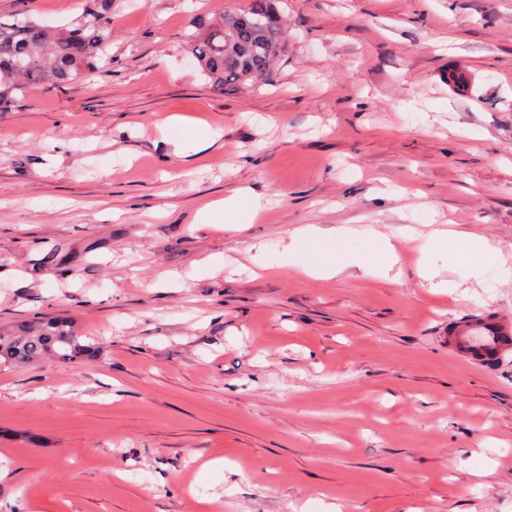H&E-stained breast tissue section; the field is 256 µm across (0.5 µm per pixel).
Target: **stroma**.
I'll return each mask as SVG.
<instances>
[{
    "label": "stroma",
    "instance_id": "stroma-1",
    "mask_svg": "<svg viewBox=\"0 0 512 512\" xmlns=\"http://www.w3.org/2000/svg\"><path fill=\"white\" fill-rule=\"evenodd\" d=\"M246 2L112 0L111 64L0 112V327L66 318L99 346L0 369V512H512V353L448 346L449 321L512 315V282L425 240L512 266V0H280L274 77L223 91L185 37ZM241 188L277 203L197 227ZM308 224L350 229L348 256L386 233L399 281L308 275ZM430 241L437 248L461 251L468 255L473 262L498 250L484 237L457 230L435 231L430 235Z\"/></svg>",
    "mask_w": 512,
    "mask_h": 512
}]
</instances>
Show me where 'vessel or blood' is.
<instances>
[{
    "instance_id": "obj_1",
    "label": "vessel or blood",
    "mask_w": 512,
    "mask_h": 512,
    "mask_svg": "<svg viewBox=\"0 0 512 512\" xmlns=\"http://www.w3.org/2000/svg\"><path fill=\"white\" fill-rule=\"evenodd\" d=\"M448 344L468 360L489 366L512 349V318L486 312L448 329Z\"/></svg>"
}]
</instances>
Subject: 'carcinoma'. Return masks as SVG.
Here are the masks:
<instances>
[{
  "instance_id": "1",
  "label": "carcinoma",
  "mask_w": 512,
  "mask_h": 512,
  "mask_svg": "<svg viewBox=\"0 0 512 512\" xmlns=\"http://www.w3.org/2000/svg\"><path fill=\"white\" fill-rule=\"evenodd\" d=\"M92 2L95 8L67 28L53 29L30 19L0 23V112L10 107L17 92L47 83L66 84L110 64L112 0ZM279 16L275 0H248L242 11L215 18L199 14L189 36L190 53L219 89L266 81L273 77L287 43L276 22ZM97 352V343L83 339L65 319L0 328V366L48 356L62 363H82Z\"/></svg>"
}]
</instances>
